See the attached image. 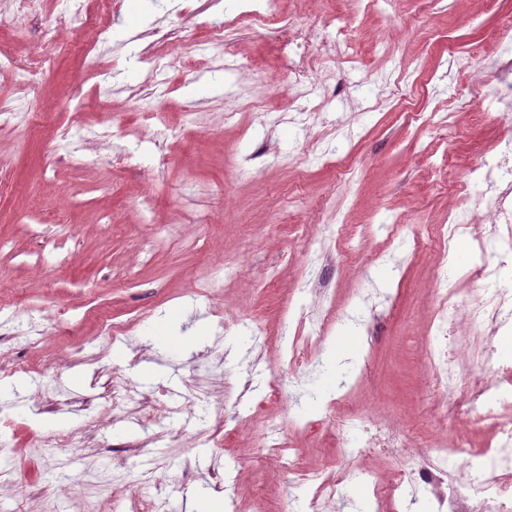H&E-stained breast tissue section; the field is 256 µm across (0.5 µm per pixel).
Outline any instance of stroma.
I'll use <instances>...</instances> for the list:
<instances>
[{
    "mask_svg": "<svg viewBox=\"0 0 512 512\" xmlns=\"http://www.w3.org/2000/svg\"><path fill=\"white\" fill-rule=\"evenodd\" d=\"M240 0H122L109 18L112 38L87 50L86 23L62 31L52 20L57 0L17 31L12 0H0V59L24 62L32 46L55 38L50 65L28 81L0 71V364L37 359L55 376L47 387L57 407L42 411L38 376L0 380V512H17L38 495L50 512H86L115 493L131 494L141 477L160 488L163 512H189L198 494L229 502L230 512H307L311 488L290 483L257 449L265 416L310 465L338 457L336 437L321 422L331 399L358 411H380L409 431L410 447L373 448L356 467L378 480L410 458L432 456V429L453 436L456 416L434 422L437 397L427 369L432 314L449 283L478 295L468 274L478 259L494 263L504 243L489 240L477 255L459 240L440 265L429 227L448 218V190L462 165L492 156L512 136V108L472 120L455 91L488 102L500 95L496 38L512 0H283L284 21L271 30L251 21L208 43L206 26L237 14ZM345 25L344 43L336 29ZM177 31L171 46L150 47L144 32ZM320 35L324 59L305 72ZM469 52L476 71L461 70L449 49ZM98 78L81 77L88 61ZM315 87L296 97L292 87ZM152 95L159 122L177 130L163 148L150 134L113 136L112 125L139 127L136 98ZM25 105L35 126L8 114ZM267 112L281 122H265ZM70 127L67 151L91 167L58 159L55 134ZM136 146L138 163L116 158ZM319 221L306 223L309 212ZM407 221L409 241L376 232L393 215ZM352 230L337 237L335 222ZM372 256L349 261L351 247ZM243 260L245 272L224 275ZM215 283L210 298L196 286ZM334 317L309 365L291 372L280 353L281 321L298 307ZM63 310L59 327L43 311ZM172 327L187 337L172 353L154 336ZM258 320L264 333H225L224 318ZM131 323L120 340L104 318ZM471 353L454 368L471 377L489 365L483 348L512 358V323L496 336L462 318ZM127 384L125 410L104 399L112 378ZM287 392L265 400L268 383ZM179 412L144 424L145 397ZM233 436H212L218 420ZM76 435L83 447L55 454L29 444L31 435ZM137 472H129L130 461ZM78 481L65 480L68 472ZM225 475L215 483V475Z\"/></svg>",
    "mask_w": 512,
    "mask_h": 512,
    "instance_id": "obj_1",
    "label": "stroma"
}]
</instances>
